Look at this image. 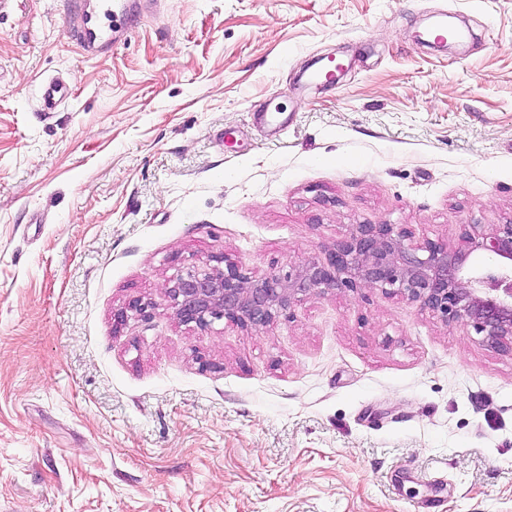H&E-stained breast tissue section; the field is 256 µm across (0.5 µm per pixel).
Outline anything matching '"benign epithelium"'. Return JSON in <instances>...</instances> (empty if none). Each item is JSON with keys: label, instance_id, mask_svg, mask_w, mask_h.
Instances as JSON below:
<instances>
[{"label": "benign epithelium", "instance_id": "7a95c632", "mask_svg": "<svg viewBox=\"0 0 512 512\" xmlns=\"http://www.w3.org/2000/svg\"><path fill=\"white\" fill-rule=\"evenodd\" d=\"M461 241L450 250L439 241L413 243L396 224H355L332 248L285 273L252 276L219 255L203 268H186L165 291L181 323L205 330L223 319L243 329L266 326L312 291L377 288L512 349V224L482 234L466 229ZM475 251L496 264L470 271ZM147 309L135 301L113 315V326H122L128 312L144 317Z\"/></svg>", "mask_w": 512, "mask_h": 512}]
</instances>
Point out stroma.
Masks as SVG:
<instances>
[{"label": "stroma", "mask_w": 512, "mask_h": 512, "mask_svg": "<svg viewBox=\"0 0 512 512\" xmlns=\"http://www.w3.org/2000/svg\"><path fill=\"white\" fill-rule=\"evenodd\" d=\"M81 15L0 0V512H512V355L471 328L365 288L201 331L165 294L512 222V0H148L95 59ZM66 85L58 80H51L41 87L40 102L44 110L54 109L66 96Z\"/></svg>", "instance_id": "35a3bbf8"}]
</instances>
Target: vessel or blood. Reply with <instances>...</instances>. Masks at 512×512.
<instances>
[{"label": "vessel or blood", "mask_w": 512, "mask_h": 512, "mask_svg": "<svg viewBox=\"0 0 512 512\" xmlns=\"http://www.w3.org/2000/svg\"><path fill=\"white\" fill-rule=\"evenodd\" d=\"M136 9V0H98L85 14L81 27L74 32L76 43L87 54L98 53L103 45L125 36L127 21Z\"/></svg>", "instance_id": "vessel-or-blood-1"}]
</instances>
